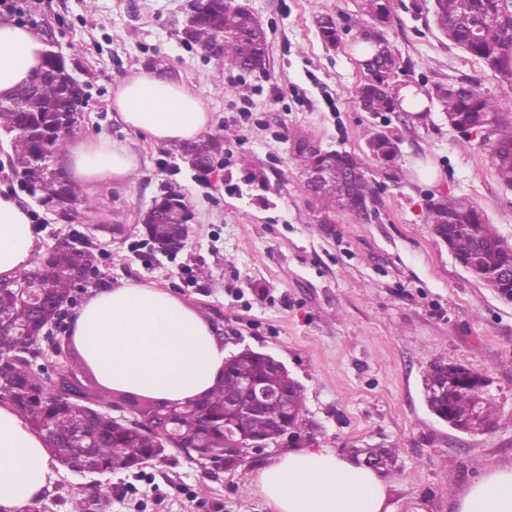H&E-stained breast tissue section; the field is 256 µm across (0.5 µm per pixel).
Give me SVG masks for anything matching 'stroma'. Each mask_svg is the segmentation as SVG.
<instances>
[{
  "label": "stroma",
  "instance_id": "35a3bbf8",
  "mask_svg": "<svg viewBox=\"0 0 512 512\" xmlns=\"http://www.w3.org/2000/svg\"><path fill=\"white\" fill-rule=\"evenodd\" d=\"M268 38L264 71L205 57L182 40L188 0H0L7 16L52 36L76 66L88 101L72 139L127 143L141 167L121 184L80 187L89 207L58 218L30 196L0 148V185L26 198L38 252L78 231L98 256L96 287L152 283L194 305L228 352L249 348L282 361L304 388L315 447L396 449L390 474L395 512H454L453 493L487 471L512 464V302L476 280L426 224L443 197L484 211L512 244V188L498 180L480 138L458 132L432 108L362 111L359 59L371 25L360 0H243ZM432 0H396L383 34L400 71L396 88L430 89L469 80L493 93L500 120L512 122V89L480 59L454 46L429 12ZM329 15L341 40L322 41ZM193 86L214 118L220 142L208 181L195 178L173 145L135 133L110 107L117 80L139 67ZM398 144L391 163L367 141ZM359 156L373 190L368 217L313 195L296 161L298 143ZM262 172L265 188L246 181ZM180 186L195 219L185 247L155 252L140 218L163 185ZM123 225L113 233V225ZM208 277H199V269ZM435 361L488 375L497 426L464 434L436 418L423 379ZM247 450L233 470L212 477L177 449L132 472L80 475L55 465L56 479L22 512H271L258 472L290 449Z\"/></svg>",
  "mask_w": 512,
  "mask_h": 512
}]
</instances>
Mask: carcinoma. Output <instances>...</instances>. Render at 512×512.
Listing matches in <instances>:
<instances>
[{
    "instance_id": "cac0c4a2",
    "label": "carcinoma",
    "mask_w": 512,
    "mask_h": 512,
    "mask_svg": "<svg viewBox=\"0 0 512 512\" xmlns=\"http://www.w3.org/2000/svg\"><path fill=\"white\" fill-rule=\"evenodd\" d=\"M367 14L384 24L391 22L394 0H365ZM512 4L499 0H434L435 24L453 45L483 60L495 77L512 75ZM323 41L332 45L338 40L335 21H319ZM224 38L215 56L249 70L264 66L267 36L252 12L234 8L227 0H207L189 31L190 46H207ZM370 42L364 65L372 78L361 85L357 96L366 112L404 110L403 101L394 93L397 62L387 40L379 35L367 36ZM55 64L43 67L33 82L18 91L17 101H0V127L15 132L32 128L40 136L19 135L13 141L12 167L26 169L28 179L37 184L42 201L57 208L72 210L75 204L89 205L79 198L75 188L61 178H49L38 160L46 153L59 155L66 136L57 131L56 123L64 114L77 112L76 103L84 94L80 87L67 85L54 72ZM427 104L416 100L409 108L428 112L438 104L450 120H465L475 125L489 123L492 139L490 158L498 179L512 187V129L497 119L499 103L489 93L467 80L438 82L425 92ZM371 153L389 163L396 157V144L385 134L368 139ZM300 168L307 172L316 166H328L335 175L318 186L317 194L334 202L358 207V202L372 198L369 181H361L351 190L348 173H364L363 163L351 153L330 154L315 148H302L297 155ZM352 200H347V196ZM178 208L188 209L184 195L173 186L158 196L153 207L142 217L147 237L176 240L184 235L183 223L172 218ZM427 223L448 230V247L474 278L493 290L509 288L512 282L499 273L512 268V245L505 242L477 207L456 200H441L429 206ZM69 233L33 262L23 275L33 276L41 287V299L33 305L19 297L13 287L0 286V406L21 417L45 441L52 459H66L81 472L119 473L137 468L143 462L161 461L164 452L159 430L175 429L182 443L204 451L214 450L212 460L224 463L216 449L224 447V438L240 430L249 436L274 438L278 431L306 426L305 399L302 387L288 370L278 371L259 352L242 350L224 364V377L208 396L185 403L161 404L135 396L121 395L113 400L112 391L97 385L88 388L89 400L74 399L55 387L34 379L20 358L23 340H41L43 326L57 317L61 301L71 289L70 273L96 260L90 245L70 242ZM483 375L471 369L440 363L430 366L424 378L425 400L439 420L450 426L469 423L475 404H480L479 422L493 424L494 403L481 393ZM258 381L275 387L283 395L259 407L253 406L243 386ZM233 405L228 407L224 401ZM130 407L132 421L111 414L117 402ZM363 465L383 472L394 467L396 454L391 448L368 447L359 450Z\"/></svg>"
}]
</instances>
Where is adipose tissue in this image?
<instances>
[{
    "mask_svg": "<svg viewBox=\"0 0 512 512\" xmlns=\"http://www.w3.org/2000/svg\"><path fill=\"white\" fill-rule=\"evenodd\" d=\"M41 34L0 17V98L31 82L45 61ZM112 108L125 125L155 143L202 141L212 112L186 83L138 69L116 82ZM70 175L89 184L121 182L139 167L125 143L104 137L67 140ZM33 215L0 192V281L30 269L36 253ZM84 361L108 389L160 403L202 398L224 375V340L188 303L153 284L124 282L91 291L71 329ZM54 479L41 434L0 407V512L35 502ZM258 486L274 512H393L382 474L330 448H294L264 467ZM457 512H512V465L475 480Z\"/></svg>",
    "mask_w": 512,
    "mask_h": 512,
    "instance_id": "obj_1",
    "label": "adipose tissue"
}]
</instances>
